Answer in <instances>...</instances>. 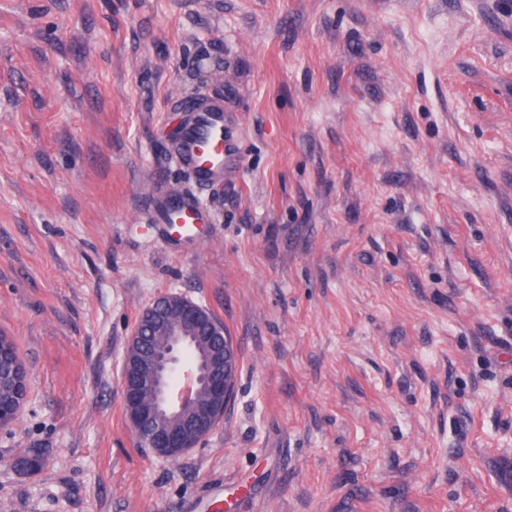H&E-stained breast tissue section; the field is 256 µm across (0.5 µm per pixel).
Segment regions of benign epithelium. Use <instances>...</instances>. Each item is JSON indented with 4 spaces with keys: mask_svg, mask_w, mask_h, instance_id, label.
I'll use <instances>...</instances> for the list:
<instances>
[{
    "mask_svg": "<svg viewBox=\"0 0 512 512\" xmlns=\"http://www.w3.org/2000/svg\"><path fill=\"white\" fill-rule=\"evenodd\" d=\"M197 327L215 336L224 332V325L193 300L180 294L160 296L142 310L121 363V392L131 427L143 446L167 459L198 445L171 420L191 411L205 438L224 418L234 391L238 359L231 339L224 338L221 351L203 365L184 357ZM144 330L168 341L147 358L137 350ZM204 388L208 400L202 403Z\"/></svg>",
    "mask_w": 512,
    "mask_h": 512,
    "instance_id": "obj_1",
    "label": "benign epithelium"
}]
</instances>
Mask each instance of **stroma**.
<instances>
[{"instance_id":"stroma-1","label":"stroma","mask_w":512,"mask_h":512,"mask_svg":"<svg viewBox=\"0 0 512 512\" xmlns=\"http://www.w3.org/2000/svg\"><path fill=\"white\" fill-rule=\"evenodd\" d=\"M188 99L239 155L175 254ZM170 293L239 360L174 460L120 374ZM1 335L0 512H512V0H0ZM149 203L158 224H165L171 245L194 236L197 225L210 223L209 208L196 192L171 193L156 184ZM171 217L175 219L174 224L170 223Z\"/></svg>"}]
</instances>
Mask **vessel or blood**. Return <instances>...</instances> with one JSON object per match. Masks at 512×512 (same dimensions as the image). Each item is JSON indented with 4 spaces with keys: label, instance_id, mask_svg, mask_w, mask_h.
<instances>
[{
    "label": "vessel or blood",
    "instance_id": "1",
    "mask_svg": "<svg viewBox=\"0 0 512 512\" xmlns=\"http://www.w3.org/2000/svg\"><path fill=\"white\" fill-rule=\"evenodd\" d=\"M237 154V128L231 114L218 102L198 105L175 149L177 165L193 176L197 191L171 193L158 184L149 195L155 220L167 227L169 243L192 237L197 225L209 223V208L199 191L222 183Z\"/></svg>",
    "mask_w": 512,
    "mask_h": 512
}]
</instances>
